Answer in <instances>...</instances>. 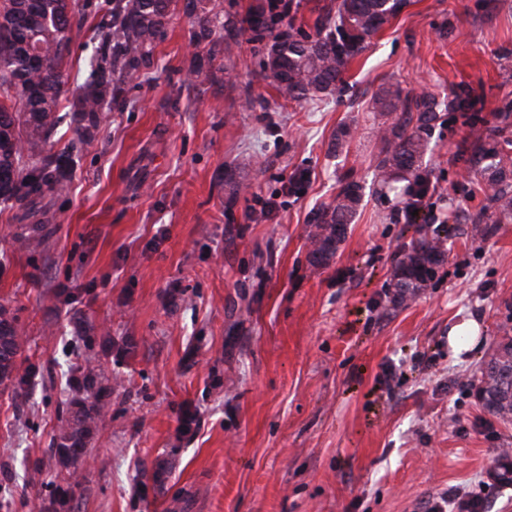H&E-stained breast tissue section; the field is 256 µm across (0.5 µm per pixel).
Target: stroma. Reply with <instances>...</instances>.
Masks as SVG:
<instances>
[{"label": "stroma", "mask_w": 512, "mask_h": 512, "mask_svg": "<svg viewBox=\"0 0 512 512\" xmlns=\"http://www.w3.org/2000/svg\"><path fill=\"white\" fill-rule=\"evenodd\" d=\"M486 2L407 0L338 91L302 104L264 79L265 39L245 36L230 69L190 73L207 48L175 11L34 213L48 246L18 250L20 213L0 210V304L30 372L0 387V512H48L65 488L56 436L90 359L111 397L65 488L70 512H426L456 487L512 512V485L481 481L512 424L474 390L512 333V222L482 211L463 160L472 131L512 113V0ZM396 82L441 103L420 198L376 175L369 101ZM452 90L476 126L448 111ZM344 181L361 188L358 214L311 267L312 214ZM420 225L448 228L447 253L405 305L391 279ZM468 317L478 334L457 356L448 331Z\"/></svg>", "instance_id": "stroma-1"}]
</instances>
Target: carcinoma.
I'll return each instance as SVG.
<instances>
[{"label":"carcinoma","instance_id":"carcinoma-1","mask_svg":"<svg viewBox=\"0 0 512 512\" xmlns=\"http://www.w3.org/2000/svg\"><path fill=\"white\" fill-rule=\"evenodd\" d=\"M175 0H0V207L28 208L61 193L76 164L78 145L93 137L104 107L119 99L125 79L153 64L158 41L173 16ZM405 6V0H337L314 21V34L294 30L285 14L271 3L257 5L241 23L220 20V0H185L184 11L193 18L189 42L213 44L210 58L230 61L244 29L272 38L262 68L274 87L287 99L301 102L329 95L343 83L348 64L361 55L382 26ZM88 28L84 47L88 75L68 101L74 138L61 154L45 155L46 147L63 122L59 112L65 86V59L72 34ZM438 102L424 90L411 94L394 85L381 87L371 98V109L392 119L381 134L376 169L384 185L405 180L427 191L423 158L437 119ZM509 126L477 137L468 150L467 170L483 193L486 204L505 219L512 217V147ZM361 202L360 187L341 185L336 198L312 219L313 249L309 262L320 266L336 252L353 223ZM44 225L32 224L16 236L19 249L35 251L45 243ZM443 240L421 228L406 246L394 276L395 284L413 281V291L396 296L405 300L426 287L442 262ZM24 351L16 317L0 305V385L19 387L27 374H19L18 358ZM496 400L485 406L497 420L512 423V379L490 376ZM83 390L100 395L96 368L86 364ZM100 407L74 399L61 421L56 453L69 479H76L81 454Z\"/></svg>","mask_w":512,"mask_h":512}]
</instances>
